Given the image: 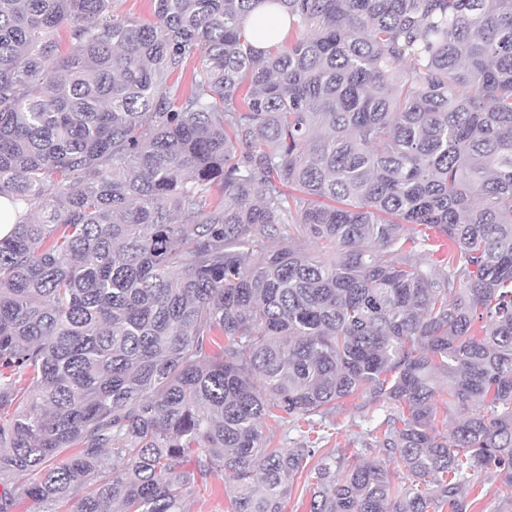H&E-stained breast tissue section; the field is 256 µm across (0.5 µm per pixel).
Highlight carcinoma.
Segmentation results:
<instances>
[{"mask_svg": "<svg viewBox=\"0 0 512 512\" xmlns=\"http://www.w3.org/2000/svg\"><path fill=\"white\" fill-rule=\"evenodd\" d=\"M152 2L0 0V512L512 497V0ZM359 394L375 457L311 464ZM113 14L118 18H132L144 24L155 21L150 0H112ZM264 433L271 439L270 448H297L301 443L300 432L289 425L269 422ZM475 484L473 489V511L471 512H512V497H503L498 489L502 484V476L495 469L484 467L478 463L472 476ZM312 482L313 478L307 471L295 480L292 493L284 501L283 512H309ZM224 486V475H212L208 479L207 490L200 486V490L191 497L189 512H230Z\"/></svg>", "mask_w": 512, "mask_h": 512, "instance_id": "obj_1", "label": "carcinoma"}]
</instances>
